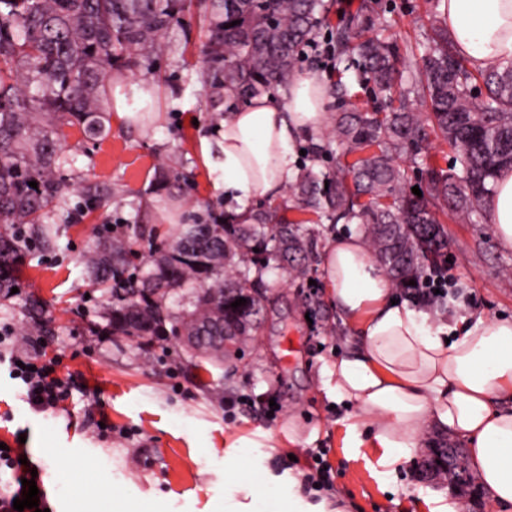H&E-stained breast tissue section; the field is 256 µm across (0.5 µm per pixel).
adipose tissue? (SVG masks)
I'll return each instance as SVG.
<instances>
[{
  "label": "adipose tissue",
  "instance_id": "adipose-tissue-1",
  "mask_svg": "<svg viewBox=\"0 0 512 512\" xmlns=\"http://www.w3.org/2000/svg\"><path fill=\"white\" fill-rule=\"evenodd\" d=\"M456 51L480 69L512 62V0H440ZM325 82L295 77L229 113L218 128L216 159L224 199L241 206L280 200L297 172L294 145L327 124ZM156 88L112 84V110L134 121L155 110ZM486 212L501 248L512 249V169H503ZM326 291L352 347L326 366L328 396L350 405L343 445L372 448L392 471L417 454L426 430L464 443L495 512H512V317L489 319L449 307L435 314L396 300L390 277L356 233L322 250Z\"/></svg>",
  "mask_w": 512,
  "mask_h": 512
}]
</instances>
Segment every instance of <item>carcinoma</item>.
Segmentation results:
<instances>
[{
  "label": "carcinoma",
  "mask_w": 512,
  "mask_h": 512,
  "mask_svg": "<svg viewBox=\"0 0 512 512\" xmlns=\"http://www.w3.org/2000/svg\"><path fill=\"white\" fill-rule=\"evenodd\" d=\"M188 0H0V299L10 298L31 249L51 253L63 231L112 195L103 182L82 189L74 210L72 184L61 174L64 127L107 136L108 70L132 74L167 50L165 35ZM209 16L201 77L231 112L289 82L316 31L329 24L324 0H199ZM236 25L229 26V23ZM378 15L363 4L329 30L334 58L354 57L358 82L379 106L353 101L343 84L332 139L308 149L336 155L325 169L302 163L289 184L302 211L331 224H357L393 285H423L448 265L442 224L473 223L496 175L512 167V63L474 71L457 54L448 31L434 25L424 53L400 50L375 34ZM434 139L448 145L452 164L422 151ZM159 185H189L184 169L156 167ZM417 179L422 196L412 192ZM37 183V188L29 182ZM303 256L292 274L316 271V241L285 208L268 202L248 209L186 215L170 232L163 224L96 225L85 255L88 280L109 300L100 312L114 336L146 345L163 336H207L187 348L194 366L224 363L229 348L208 337L235 327V344L253 336L251 317L267 284L262 271ZM416 284L411 285L409 281ZM188 294L187 304H168ZM239 298L252 300L242 312Z\"/></svg>",
  "instance_id": "obj_1"
}]
</instances>
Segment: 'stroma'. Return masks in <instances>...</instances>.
I'll list each match as a JSON object with an SVG mask.
<instances>
[{
	"label": "stroma",
	"instance_id": "stroma-1",
	"mask_svg": "<svg viewBox=\"0 0 512 512\" xmlns=\"http://www.w3.org/2000/svg\"><path fill=\"white\" fill-rule=\"evenodd\" d=\"M438 0H376L385 37L405 46L427 33L438 18ZM205 21L190 6L170 30L173 50L146 64L128 83L152 81L157 89V123L132 126L110 119L100 142L79 128L68 131L62 173L69 178L107 182L111 199L71 228L51 254L26 257L23 286L0 300V320L35 329L47 352L63 355L62 374L75 387L64 413H34L19 381L0 366V440L25 430L27 455L38 466L53 512H100L113 497L146 512H224V468L231 449L251 447L250 464L262 474L258 493L287 491L289 477L316 467L315 451L330 466L329 485L303 492L311 506L326 512H418L420 497L449 495L442 479H424L414 458L400 460L382 479L368 448L343 445L347 408L329 400L320 371L345 351L341 325L325 294V275L300 288L284 271L272 269L267 313L257 335L239 342L224 365L195 369L180 341L167 337L142 350L136 342L104 329L101 291L84 274V255L96 224L146 219L157 164H184L193 186L177 202L198 210L208 201L223 208L217 175L202 142H215L208 117L207 90L199 74ZM449 296L462 308L493 318L512 315V251L499 248L491 224L448 222ZM40 305L32 327L31 301ZM112 431L100 435L99 416Z\"/></svg>",
	"mask_w": 512,
	"mask_h": 512
}]
</instances>
